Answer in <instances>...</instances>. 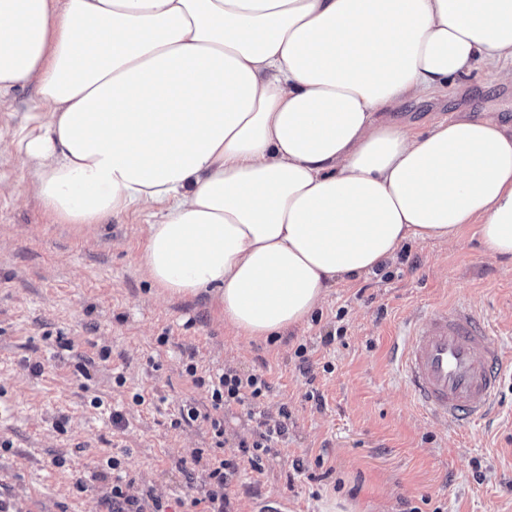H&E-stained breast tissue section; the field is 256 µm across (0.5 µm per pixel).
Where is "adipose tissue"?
<instances>
[{
    "mask_svg": "<svg viewBox=\"0 0 512 512\" xmlns=\"http://www.w3.org/2000/svg\"><path fill=\"white\" fill-rule=\"evenodd\" d=\"M479 65L512 84V0H0L29 193L62 224L154 209L151 285L251 339L410 240L512 260V121L388 117Z\"/></svg>",
    "mask_w": 512,
    "mask_h": 512,
    "instance_id": "1",
    "label": "adipose tissue"
}]
</instances>
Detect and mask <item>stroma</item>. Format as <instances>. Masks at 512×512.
<instances>
[{
  "instance_id": "obj_1",
  "label": "stroma",
  "mask_w": 512,
  "mask_h": 512,
  "mask_svg": "<svg viewBox=\"0 0 512 512\" xmlns=\"http://www.w3.org/2000/svg\"><path fill=\"white\" fill-rule=\"evenodd\" d=\"M487 77L473 71L464 88L393 116L424 130L494 100L511 117L512 89L488 93ZM33 98L28 84L0 100V512H107L112 457L144 512H190L212 487L215 456L237 466L224 487L228 512L275 497L293 512H323L336 496L358 512H512V372L490 421L454 428L416 410L391 360L402 319L444 301L475 309L512 359L511 262L487 256L471 230L448 246L410 241L389 275L337 282L308 324L282 339L236 335L213 294L164 297L146 279L139 257L150 211L59 224L18 194L27 172L7 144ZM188 361L202 374L226 367L267 380L260 408L273 418L287 410L288 432L260 468L239 447L255 437L246 408L224 410L220 448L208 423L175 426L183 406L211 409L207 389L184 372Z\"/></svg>"
}]
</instances>
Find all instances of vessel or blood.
Segmentation results:
<instances>
[{
  "label": "vessel or blood",
  "mask_w": 512,
  "mask_h": 512,
  "mask_svg": "<svg viewBox=\"0 0 512 512\" xmlns=\"http://www.w3.org/2000/svg\"><path fill=\"white\" fill-rule=\"evenodd\" d=\"M394 363L417 410L453 424L488 417L512 368L484 319L445 302L405 320Z\"/></svg>",
  "instance_id": "vessel-or-blood-1"
}]
</instances>
